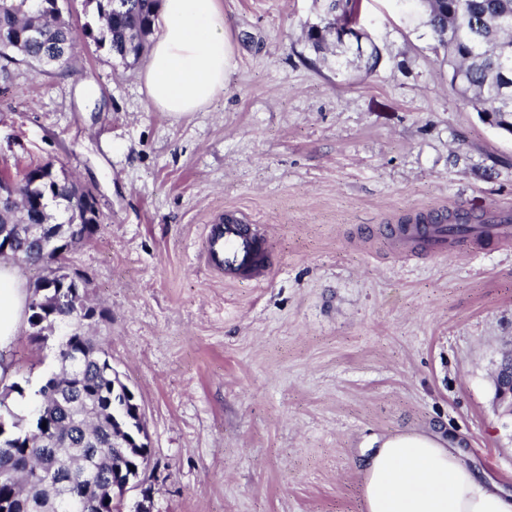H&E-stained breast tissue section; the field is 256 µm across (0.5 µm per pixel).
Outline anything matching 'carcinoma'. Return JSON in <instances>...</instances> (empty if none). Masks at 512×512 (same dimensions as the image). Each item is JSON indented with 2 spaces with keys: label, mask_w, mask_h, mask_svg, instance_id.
Listing matches in <instances>:
<instances>
[{
  "label": "carcinoma",
  "mask_w": 512,
  "mask_h": 512,
  "mask_svg": "<svg viewBox=\"0 0 512 512\" xmlns=\"http://www.w3.org/2000/svg\"><path fill=\"white\" fill-rule=\"evenodd\" d=\"M95 4L98 31L84 29L99 48H107L125 63H136L154 32L159 0H87ZM360 0H332L329 22L343 17L357 23ZM427 5V26L437 46L448 55L450 84L458 83L462 101L483 120L501 130L512 122V0H421ZM79 34L63 18L58 0H0V72L11 64H71ZM28 205L9 208L8 221L42 223L50 214L39 203L63 206L68 224L98 221L96 210L84 202L76 183L45 164L30 168L16 183ZM84 242L79 238L61 247V254L45 252L33 241L17 246L21 263L40 267L43 278L63 284L70 275L66 254ZM28 309L32 336L46 340L44 332L58 319L72 317L66 294L41 303L32 295ZM111 359L104 342L75 331L59 342L60 370L39 389V414L46 426L25 422L8 403L13 393L23 394L17 382L0 387V499L31 501L38 508L14 512H96L99 501L112 493V484L130 473L145 475L150 449L142 443L117 447L118 432L112 418L133 422L145 430L135 398H112V379L106 374ZM74 478H68V474ZM70 479L67 493L56 498L54 484Z\"/></svg>",
  "instance_id": "obj_1"
}]
</instances>
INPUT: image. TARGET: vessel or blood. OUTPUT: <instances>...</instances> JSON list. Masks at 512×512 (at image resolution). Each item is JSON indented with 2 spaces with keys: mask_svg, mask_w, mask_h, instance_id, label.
<instances>
[{
  "mask_svg": "<svg viewBox=\"0 0 512 512\" xmlns=\"http://www.w3.org/2000/svg\"><path fill=\"white\" fill-rule=\"evenodd\" d=\"M485 225L475 235L476 240L512 241V211L491 210L484 216ZM418 231L430 240L436 250H449L446 220L442 210H428ZM266 230L244 212L232 210L223 221L206 225L204 230V264L223 275L226 282L267 276L264 244Z\"/></svg>",
  "mask_w": 512,
  "mask_h": 512,
  "instance_id": "obj_1",
  "label": "vessel or blood"
}]
</instances>
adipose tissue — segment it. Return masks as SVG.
I'll return each instance as SVG.
<instances>
[{
	"label": "adipose tissue",
	"instance_id": "1",
	"mask_svg": "<svg viewBox=\"0 0 512 512\" xmlns=\"http://www.w3.org/2000/svg\"><path fill=\"white\" fill-rule=\"evenodd\" d=\"M158 33L143 80L154 107L180 118L224 91L232 46L220 0H161ZM29 297L14 269L0 263V380L11 382L1 355L21 327ZM364 512H512V493L434 431L375 440L359 461Z\"/></svg>",
	"mask_w": 512,
	"mask_h": 512
}]
</instances>
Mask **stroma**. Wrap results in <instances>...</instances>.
I'll return each mask as SVG.
<instances>
[{"label":"stroma","mask_w":512,"mask_h":512,"mask_svg":"<svg viewBox=\"0 0 512 512\" xmlns=\"http://www.w3.org/2000/svg\"><path fill=\"white\" fill-rule=\"evenodd\" d=\"M224 92L176 119L142 65L81 37L70 70L12 66L0 169L45 163L95 196L69 254L104 310L96 334L145 413L151 512H361L369 438L440 429L512 490V418L494 406L512 350V245L442 254L383 227L432 207L512 206V136L452 89L421 0H362L373 72L315 53L325 0H221ZM96 87L81 97L84 81ZM266 225L271 276L201 264L204 227ZM22 325L7 352L37 392L57 371Z\"/></svg>","instance_id":"stroma-1"}]
</instances>
